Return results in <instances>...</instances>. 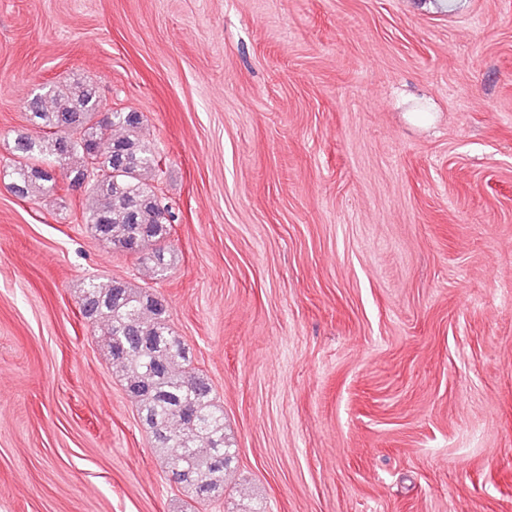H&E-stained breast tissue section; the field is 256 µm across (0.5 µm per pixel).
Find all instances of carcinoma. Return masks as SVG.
Masks as SVG:
<instances>
[{"instance_id": "carcinoma-1", "label": "carcinoma", "mask_w": 512, "mask_h": 512, "mask_svg": "<svg viewBox=\"0 0 512 512\" xmlns=\"http://www.w3.org/2000/svg\"><path fill=\"white\" fill-rule=\"evenodd\" d=\"M35 129L15 139V159L3 170L13 194L30 200L81 187L85 223L94 235L132 254L153 278L167 276L172 218L156 192L162 157L137 112H105L96 88L82 82L48 87L29 102ZM79 311L99 328L127 395L161 450L178 484L202 503L215 492L235 458L224 442V410L208 379L192 367L181 337L168 324L165 298L125 280H87Z\"/></svg>"}]
</instances>
